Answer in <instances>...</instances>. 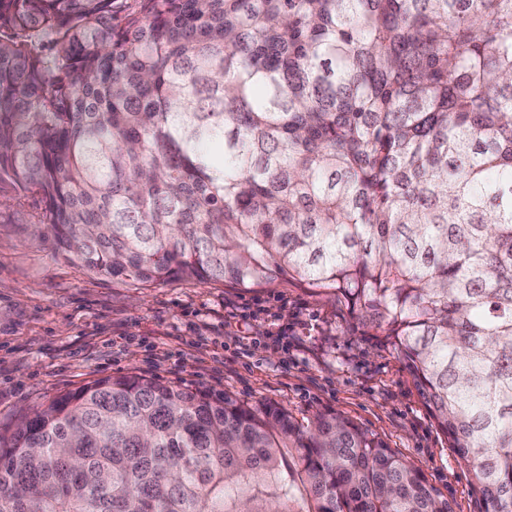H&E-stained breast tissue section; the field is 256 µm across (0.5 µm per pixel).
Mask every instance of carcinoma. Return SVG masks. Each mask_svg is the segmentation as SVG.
<instances>
[{"instance_id": "carcinoma-1", "label": "carcinoma", "mask_w": 512, "mask_h": 512, "mask_svg": "<svg viewBox=\"0 0 512 512\" xmlns=\"http://www.w3.org/2000/svg\"><path fill=\"white\" fill-rule=\"evenodd\" d=\"M93 276L332 295L512 512V0H0V185ZM0 512H452L343 413L110 376Z\"/></svg>"}]
</instances>
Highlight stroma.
<instances>
[{
	"mask_svg": "<svg viewBox=\"0 0 512 512\" xmlns=\"http://www.w3.org/2000/svg\"><path fill=\"white\" fill-rule=\"evenodd\" d=\"M37 195L0 190V423L115 375L341 411L419 466L453 512H478L467 465L436 430L410 374L339 300L288 281L148 288L91 277L36 226Z\"/></svg>",
	"mask_w": 512,
	"mask_h": 512,
	"instance_id": "stroma-1",
	"label": "stroma"
}]
</instances>
